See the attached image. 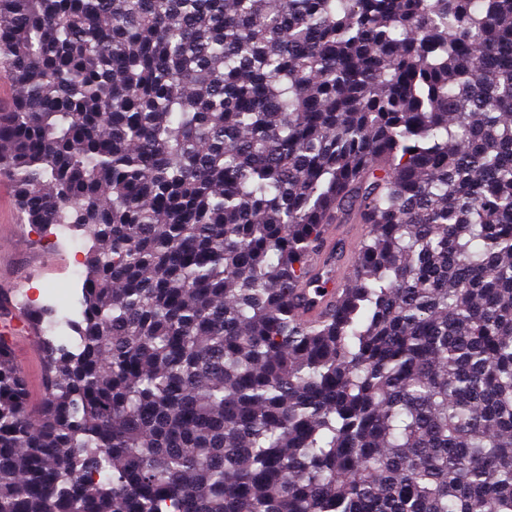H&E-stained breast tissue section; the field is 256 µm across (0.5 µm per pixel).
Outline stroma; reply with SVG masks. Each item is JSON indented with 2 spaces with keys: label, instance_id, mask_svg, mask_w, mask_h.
<instances>
[{
  "label": "stroma",
  "instance_id": "1",
  "mask_svg": "<svg viewBox=\"0 0 512 512\" xmlns=\"http://www.w3.org/2000/svg\"><path fill=\"white\" fill-rule=\"evenodd\" d=\"M0 218L11 221L15 239L0 240V289L20 284L44 311V336L74 346L81 319L80 299L89 245L72 227L46 235L29 224L9 182L0 177Z\"/></svg>",
  "mask_w": 512,
  "mask_h": 512
}]
</instances>
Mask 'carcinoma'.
<instances>
[{"label": "carcinoma", "mask_w": 512, "mask_h": 512, "mask_svg": "<svg viewBox=\"0 0 512 512\" xmlns=\"http://www.w3.org/2000/svg\"><path fill=\"white\" fill-rule=\"evenodd\" d=\"M0 57L91 242L40 410L0 338V512H512V0H0ZM339 226L340 230L336 236V224H325L322 237L323 246L310 257L309 263L313 270L316 271L322 266L325 254L328 251V246L336 240V237L342 240L347 246L344 252L345 258L343 264L350 268L352 267L354 252L357 248L363 227L362 224H340ZM336 310V298L331 289L319 294L313 303L304 305L301 309V316L306 321L322 319L334 314Z\"/></svg>", "instance_id": "obj_1"}]
</instances>
